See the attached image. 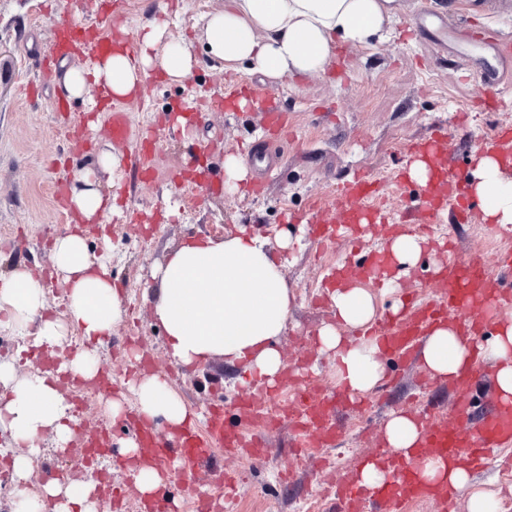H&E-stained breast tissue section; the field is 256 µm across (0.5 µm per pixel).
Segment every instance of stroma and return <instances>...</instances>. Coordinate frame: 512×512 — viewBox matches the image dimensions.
<instances>
[{
    "label": "stroma",
    "mask_w": 512,
    "mask_h": 512,
    "mask_svg": "<svg viewBox=\"0 0 512 512\" xmlns=\"http://www.w3.org/2000/svg\"><path fill=\"white\" fill-rule=\"evenodd\" d=\"M101 2L0 0V260L23 265L36 277L46 274L51 243L70 220L65 200L55 192L66 188L88 161L82 151H71L72 141L81 139L124 157L132 142L152 131L149 174L140 179L128 166L117 169L112 190L121 216L104 226L87 225L85 232L91 251H109L112 280L124 293L123 318L99 349L112 388L105 392L94 384L61 379L67 400L82 395L91 405L72 410L77 423L69 451L44 440L29 476L30 487L38 489L50 472L97 482L109 469L113 486L125 491L118 512H140L141 496L123 457L88 464L81 453L91 435L106 433L117 443L127 439L124 421L111 420L106 402L120 397L125 407L135 406L132 352L142 353L152 372L164 375L191 410L222 405L231 424L237 421L242 392L258 398L265 393L244 366L219 357L188 369L172 364L146 297L152 268L192 236H258L272 245L292 238L279 256L295 302L277 345L286 363L311 366L313 385L333 387L331 361L318 355L314 342L318 328L331 319L327 269L344 264L360 271L367 252L384 247L389 226L385 221L367 227L356 244L344 238L318 244L301 234L295 218L313 205L328 206L340 185L363 171L381 181L377 205L386 220L394 218L397 228L413 232L423 198L397 182L406 173L404 146L442 127L455 155L469 158L492 149L495 128L512 127V93L501 94L496 81L502 70L496 41H512V0H395L392 39L340 47L323 75L279 80L245 69L225 71L208 60L202 18L223 8L225 0H124L123 10L112 17L113 27L124 28L136 40L148 21L167 22V38L190 41L198 60L187 84L154 74L138 99L124 102L132 135L128 143L112 141L105 118L95 133H88L92 115L85 105L71 103L66 112L49 108L57 97L51 75L56 60L48 55L55 32L66 22L95 25ZM472 72L488 74L485 91L501 94L499 110L477 105L478 90L468 78ZM244 82L271 97L287 115V138L264 137L266 115L256 108H225L226 86ZM192 100L204 101V109L187 125L177 124L181 104ZM262 137L278 157L275 170L260 178L259 162L247 159L246 180L238 191H227L225 157L245 156L247 147ZM200 178L213 184L212 192L194 194ZM450 230L461 260L480 251L492 263L500 252L512 250V232L487 233L477 209L459 213ZM444 258L438 250L424 252L401 278V292L429 298ZM401 292L376 293L379 313H390ZM383 364L387 389L368 393L366 407L338 409L344 435L334 446L294 458L289 454L293 427L282 420L266 437L264 460L244 453L230 459L219 452L193 473L174 469L169 481L173 512H188L187 495L200 491L215 502L225 501L222 477L228 469L239 475L234 501H225L231 512H332L318 493L320 484L336 471L354 474L391 414L424 413L458 422L457 386L431 378L417 360L405 364L387 358Z\"/></svg>",
    "instance_id": "35a3bbf8"
}]
</instances>
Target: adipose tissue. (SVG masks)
I'll return each mask as SVG.
<instances>
[{
    "mask_svg": "<svg viewBox=\"0 0 512 512\" xmlns=\"http://www.w3.org/2000/svg\"><path fill=\"white\" fill-rule=\"evenodd\" d=\"M393 16L392 0H226L223 9L203 17L204 49L226 70L245 64L269 78L309 77L325 73L339 47L385 39ZM164 31L163 24L148 22L137 55L119 48L91 68L61 58V94L82 102L89 88L98 86L114 100L133 99L158 69L169 81L190 80L197 63L190 42L165 39ZM474 161L468 193L480 200L484 221L512 231V179L504 175L500 154H480ZM120 163V156L99 151L69 183L67 208L78 227L55 237L50 248L52 272L61 276L64 288L63 316L51 313L44 285L26 267L0 274V328L33 332L36 347L59 359L57 370L26 375L13 363L0 362V434L17 449L12 468L21 478L28 476L45 435H52L55 448L69 446L75 418L58 383L64 376L88 382L99 375V348L123 316V292L81 231L82 225L108 222L118 214L116 197L103 191L101 177ZM423 248L418 236L391 237L397 274L385 279L386 288H398L399 277L417 263ZM151 277L153 317L165 331L175 364L193 367L221 357L260 379L279 376L284 362L273 340L286 327L294 295L265 240L191 237L173 248ZM330 299L336 321L319 329L318 351L333 355L338 388L353 397L368 393L383 378L375 339L360 334L376 316L374 297L347 283ZM74 331L84 346L69 353L64 339ZM481 356L494 367L498 398L512 401L511 313L501 316ZM421 357L431 375L448 380L471 360L455 323L447 321L432 328ZM136 394L137 412L145 420L175 429L190 418L180 395L159 375L139 377ZM470 475L467 467L438 457L421 467L425 481L467 493L468 512H498V499L472 489ZM95 490L92 482L53 478L38 494L18 491L15 512H96Z\"/></svg>",
    "mask_w": 512,
    "mask_h": 512,
    "instance_id": "obj_1",
    "label": "adipose tissue"
}]
</instances>
